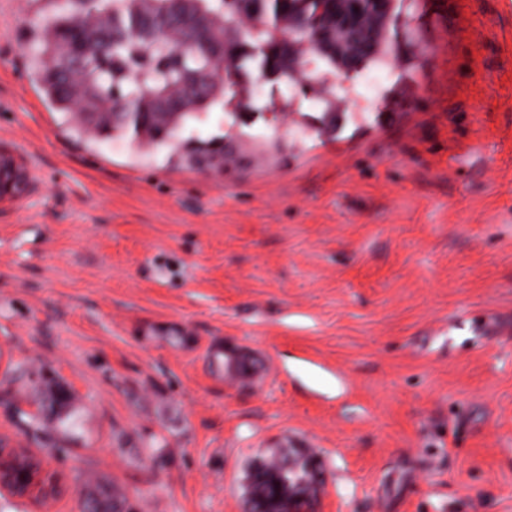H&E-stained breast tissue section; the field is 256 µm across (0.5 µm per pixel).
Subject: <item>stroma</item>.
Here are the masks:
<instances>
[{"mask_svg":"<svg viewBox=\"0 0 512 512\" xmlns=\"http://www.w3.org/2000/svg\"><path fill=\"white\" fill-rule=\"evenodd\" d=\"M27 2L0 0V143L39 177L0 214V442L56 475L49 512L104 476L136 512H245L287 448L322 462L313 512H512V0H400L413 48L368 106L321 60L333 107L271 75L200 113L220 172L76 135ZM47 374L80 421L48 459L9 412ZM287 457L288 451L270 456L264 455L261 468L252 475L253 499L250 512H263L264 500L273 495L272 481L275 473L280 470L282 461Z\"/></svg>","mask_w":512,"mask_h":512,"instance_id":"1","label":"stroma"}]
</instances>
